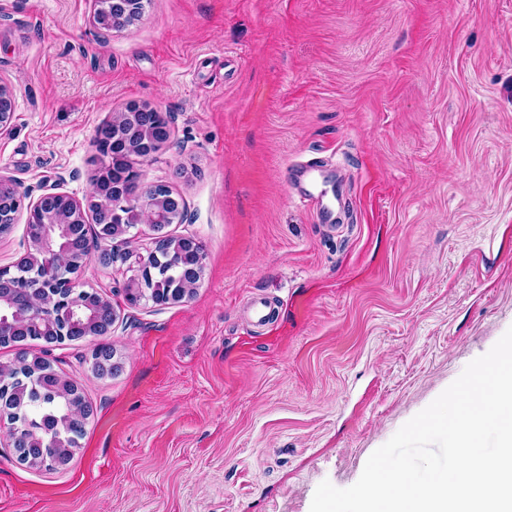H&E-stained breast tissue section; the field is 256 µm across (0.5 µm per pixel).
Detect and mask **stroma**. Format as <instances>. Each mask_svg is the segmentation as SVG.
Masks as SVG:
<instances>
[{"label": "stroma", "instance_id": "stroma-1", "mask_svg": "<svg viewBox=\"0 0 512 512\" xmlns=\"http://www.w3.org/2000/svg\"><path fill=\"white\" fill-rule=\"evenodd\" d=\"M144 4L104 35L92 0H0V175L87 201L98 128L154 108L140 184L204 252L176 304L127 306L133 262L82 269L120 368L47 345L93 413L53 470L0 426V512H310L512 327V0ZM135 112L139 113L140 118L137 132L142 136L144 141H148L156 145V147L167 142L170 137V130L155 126L151 120L153 112H156L155 121L161 125H167L166 117L161 112H157L149 107H143L138 110V107L135 105L125 109L121 122L113 127V135H117L118 137L127 136L132 131L136 122Z\"/></svg>", "mask_w": 512, "mask_h": 512}]
</instances>
